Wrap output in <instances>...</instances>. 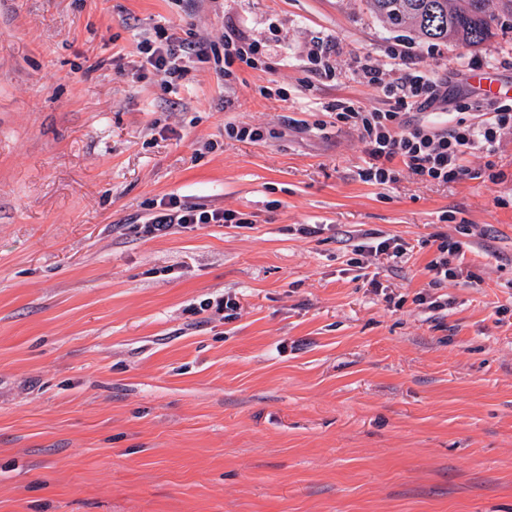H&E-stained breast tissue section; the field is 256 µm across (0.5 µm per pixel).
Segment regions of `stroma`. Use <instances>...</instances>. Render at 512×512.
Instances as JSON below:
<instances>
[{"label": "stroma", "instance_id": "35a3bbf8", "mask_svg": "<svg viewBox=\"0 0 512 512\" xmlns=\"http://www.w3.org/2000/svg\"><path fill=\"white\" fill-rule=\"evenodd\" d=\"M163 34L258 52L174 95ZM396 50L440 126L469 75L512 88L508 19L469 47L363 0H0V512H512V131L455 182H364L336 104L387 108L356 72ZM169 196L245 223L138 235ZM365 233L407 251L352 264ZM441 239L437 245L438 255L426 267L432 276L429 282L430 287H436L448 278L454 277L450 258L456 256L457 252L460 251V247L456 243L448 242V237Z\"/></svg>", "mask_w": 512, "mask_h": 512}]
</instances>
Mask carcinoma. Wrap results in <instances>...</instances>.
<instances>
[{"mask_svg":"<svg viewBox=\"0 0 512 512\" xmlns=\"http://www.w3.org/2000/svg\"><path fill=\"white\" fill-rule=\"evenodd\" d=\"M367 10L393 28H407L432 42L477 45L493 35L500 16L512 17V0H365Z\"/></svg>","mask_w":512,"mask_h":512,"instance_id":"cac0c4a2","label":"carcinoma"}]
</instances>
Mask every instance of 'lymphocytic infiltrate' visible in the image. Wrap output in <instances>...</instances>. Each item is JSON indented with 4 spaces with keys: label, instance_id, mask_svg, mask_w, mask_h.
<instances>
[{
    "label": "lymphocytic infiltrate",
    "instance_id": "lymphocytic-infiltrate-1",
    "mask_svg": "<svg viewBox=\"0 0 512 512\" xmlns=\"http://www.w3.org/2000/svg\"><path fill=\"white\" fill-rule=\"evenodd\" d=\"M150 64L162 71L169 92H177L181 65L189 59L204 60L208 52L203 44L185 40L166 39L158 46H141ZM358 76L367 84L381 88L393 100L392 109H368L356 103L341 105L339 121L356 127L367 146L372 162L362 178L384 185L396 180L399 170H407L425 181L448 182L466 172V155L492 150L500 141L504 128H512V106L489 99L485 107L488 118L475 119L452 113L448 126L439 129L428 120L411 118V111L423 110L441 95L440 83L427 71L402 66L400 75L385 81L383 71L370 64L362 65ZM237 214L208 209L177 197L161 199L149 221L142 226L148 238L191 230L200 224H236Z\"/></svg>",
    "mask_w": 512,
    "mask_h": 512
}]
</instances>
